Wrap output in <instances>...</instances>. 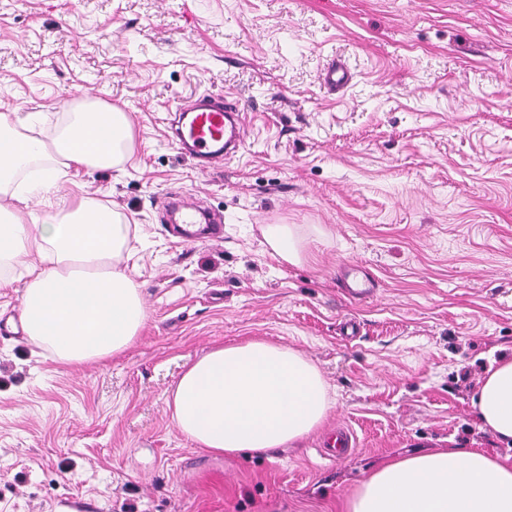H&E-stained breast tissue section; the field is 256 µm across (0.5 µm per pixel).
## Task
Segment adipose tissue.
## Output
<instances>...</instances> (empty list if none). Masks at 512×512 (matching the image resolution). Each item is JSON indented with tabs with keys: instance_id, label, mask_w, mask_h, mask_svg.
Wrapping results in <instances>:
<instances>
[{
	"instance_id": "ef3b65f1",
	"label": "adipose tissue",
	"mask_w": 512,
	"mask_h": 512,
	"mask_svg": "<svg viewBox=\"0 0 512 512\" xmlns=\"http://www.w3.org/2000/svg\"><path fill=\"white\" fill-rule=\"evenodd\" d=\"M132 142L128 113L111 107L70 113L50 141L20 133L0 113V267L22 266L21 329L64 366L103 361L138 337L147 312L123 268L130 227L90 197L68 201L69 169H115ZM42 164L18 189V174ZM49 208L44 220L31 197ZM177 430L215 454L265 453L298 445L333 406L329 385L302 353L265 340L212 349L171 392ZM481 427L512 447V357L492 364L472 398ZM348 512H512V456L480 448L427 450L373 469Z\"/></svg>"
}]
</instances>
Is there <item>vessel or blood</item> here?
<instances>
[{"label": "vessel or blood", "mask_w": 512, "mask_h": 512, "mask_svg": "<svg viewBox=\"0 0 512 512\" xmlns=\"http://www.w3.org/2000/svg\"><path fill=\"white\" fill-rule=\"evenodd\" d=\"M246 117L227 101L197 103L181 111L176 128L180 150L210 163L245 143Z\"/></svg>", "instance_id": "vessel-or-blood-1"}]
</instances>
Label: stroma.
<instances>
[{"instance_id":"1","label":"stroma","mask_w":512,"mask_h":512,"mask_svg":"<svg viewBox=\"0 0 512 512\" xmlns=\"http://www.w3.org/2000/svg\"><path fill=\"white\" fill-rule=\"evenodd\" d=\"M333 61L351 79L330 92ZM216 95L246 144L203 169L172 123ZM94 102L130 113L132 150L77 180L128 220L148 319L121 354L65 367L0 290V512H346L381 463L499 451L471 397L512 356V0H0V113L47 139ZM173 193L222 240H182ZM270 224L309 238L301 264ZM348 265L374 298L342 292ZM254 339L320 369L325 422L261 455L194 447L173 384ZM268 246L288 263H299L303 255V238L295 224H270L265 229Z\"/></svg>"}]
</instances>
